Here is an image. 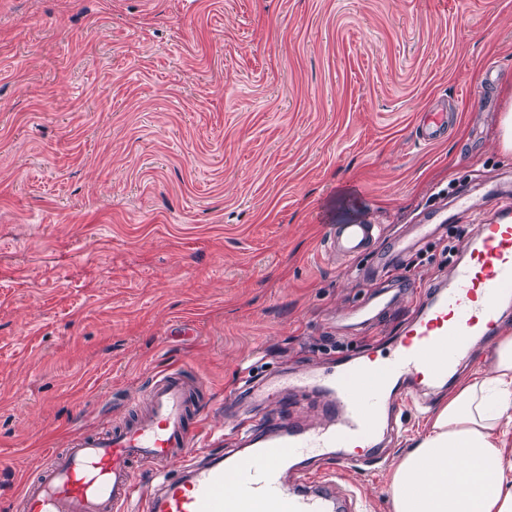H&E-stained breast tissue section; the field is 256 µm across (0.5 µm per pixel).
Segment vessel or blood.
I'll return each mask as SVG.
<instances>
[{
	"label": "vessel or blood",
	"mask_w": 512,
	"mask_h": 512,
	"mask_svg": "<svg viewBox=\"0 0 512 512\" xmlns=\"http://www.w3.org/2000/svg\"><path fill=\"white\" fill-rule=\"evenodd\" d=\"M448 112L433 108L419 137L441 140ZM477 231L451 262L446 278L430 282L394 339L340 362L320 380L306 376H245L242 393L284 403L322 393L324 419L308 427L287 412L242 438L233 458L217 452L220 438L204 426L205 402L183 368L153 374L146 408L130 421L106 425L46 452V463L15 496L17 512H334L337 471L378 464V434L393 430L390 389L424 399L466 367L474 340L493 343L502 332L499 308L512 302V187L491 181ZM479 209L458 194L432 208L410 238L392 241L379 261L391 266L428 238L453 212ZM380 236L368 221L328 230L331 252L353 258Z\"/></svg>",
	"instance_id": "vessel-or-blood-1"
}]
</instances>
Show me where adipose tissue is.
Wrapping results in <instances>:
<instances>
[{
  "label": "adipose tissue",
  "mask_w": 512,
  "mask_h": 512,
  "mask_svg": "<svg viewBox=\"0 0 512 512\" xmlns=\"http://www.w3.org/2000/svg\"><path fill=\"white\" fill-rule=\"evenodd\" d=\"M392 512H512V335L449 391L389 483Z\"/></svg>",
  "instance_id": "ef3b65f1"
}]
</instances>
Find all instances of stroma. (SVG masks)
Here are the masks:
<instances>
[{
	"label": "stroma",
	"mask_w": 512,
	"mask_h": 512,
	"mask_svg": "<svg viewBox=\"0 0 512 512\" xmlns=\"http://www.w3.org/2000/svg\"><path fill=\"white\" fill-rule=\"evenodd\" d=\"M493 66L494 88L477 76ZM458 104L418 143L434 100ZM512 0H0V512L43 451L124 419L173 364L211 427L243 372L318 375L383 343L448 274L441 227L383 276L380 252L449 192L512 178ZM382 227L326 255L328 225ZM392 309L355 325L387 280ZM447 388L398 394L363 512ZM448 130V112L445 108H433L425 112L420 121L419 138L427 143L441 140Z\"/></svg>",
	"instance_id": "obj_1"
}]
</instances>
